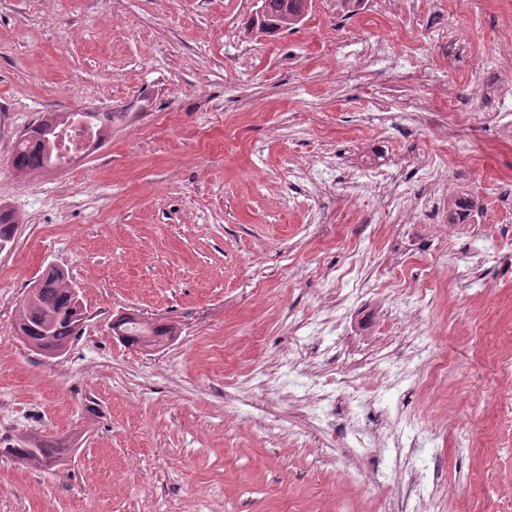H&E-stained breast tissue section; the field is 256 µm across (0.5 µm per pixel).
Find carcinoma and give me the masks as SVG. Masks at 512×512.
<instances>
[{
    "instance_id": "cac0c4a2",
    "label": "carcinoma",
    "mask_w": 512,
    "mask_h": 512,
    "mask_svg": "<svg viewBox=\"0 0 512 512\" xmlns=\"http://www.w3.org/2000/svg\"><path fill=\"white\" fill-rule=\"evenodd\" d=\"M264 5L262 32L272 34L285 28L293 29L303 22L312 8V0H259ZM123 112H87L84 118L96 129L97 143L104 142L112 133V125L123 120ZM72 112H46L37 125L23 134L10 156V166L20 176L47 170L61 161L57 152L59 129L73 122ZM476 211L479 204L466 192H459L448 200V223H457L462 204ZM18 221L13 213L0 209V246L14 243ZM32 299L20 307L17 326L38 341L44 351L68 347L78 339L81 319L74 299L72 284L60 269L44 274L34 285ZM111 329L123 342L136 347H162L176 338V326L168 323L150 324L133 317L120 316ZM67 451L60 442L37 433L19 436L3 454L26 467L44 469L47 463L61 458Z\"/></svg>"
}]
</instances>
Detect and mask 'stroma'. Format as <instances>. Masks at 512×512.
I'll return each mask as SVG.
<instances>
[{
	"label": "stroma",
	"mask_w": 512,
	"mask_h": 512,
	"mask_svg": "<svg viewBox=\"0 0 512 512\" xmlns=\"http://www.w3.org/2000/svg\"><path fill=\"white\" fill-rule=\"evenodd\" d=\"M255 10L0 0V203L20 220L0 251V450L29 431L80 439L45 471L0 453V512H394L419 473L450 491L449 512H512L496 406L512 356V209L497 200L512 173V0H364L349 19L313 0L271 36L250 29ZM376 40L388 62L362 56ZM413 67L425 81L404 82ZM425 108L454 113L446 135L415 126ZM74 109L126 118L77 165L18 176L16 134ZM397 160L395 196L353 192ZM460 189L480 203L466 224L426 208ZM51 265L86 311L55 359L15 333ZM330 289L345 302L325 315ZM123 313L178 335L128 347L111 329ZM423 349L447 384L416 374ZM299 360L346 373L370 404L326 407L303 448L236 426L278 403L248 377ZM388 415L407 438L431 429V452L359 447ZM462 425L488 440L459 450ZM331 432L354 478L330 469Z\"/></svg>",
	"instance_id": "stroma-1"
}]
</instances>
